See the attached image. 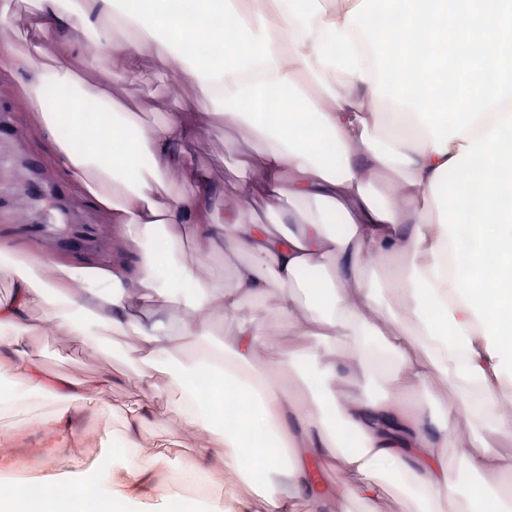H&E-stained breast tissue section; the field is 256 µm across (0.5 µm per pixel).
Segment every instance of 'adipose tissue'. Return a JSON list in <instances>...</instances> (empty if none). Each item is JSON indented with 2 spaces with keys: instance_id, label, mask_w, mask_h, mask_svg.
Segmentation results:
<instances>
[{
  "instance_id": "ef3b65f1",
  "label": "adipose tissue",
  "mask_w": 512,
  "mask_h": 512,
  "mask_svg": "<svg viewBox=\"0 0 512 512\" xmlns=\"http://www.w3.org/2000/svg\"><path fill=\"white\" fill-rule=\"evenodd\" d=\"M360 0H37L35 37L17 49L11 4L0 5V76L16 79L33 135L75 191L92 198L126 256L108 268L70 267L45 253L0 266L15 274L0 299V378L12 398L40 392L35 425L64 440L73 414L96 404L95 386L45 380L30 337L52 327L94 347L93 325L133 331L142 368L109 411L106 467L88 472L70 454L42 481L0 483V512H352L386 492L413 512H512V100L436 151L413 108L374 94L375 57L347 13ZM118 18L130 35L113 79L147 53L177 68L193 90L182 109L151 126L70 65L83 41L105 46ZM65 28L54 46L39 37ZM268 145L238 195L261 196L275 221L219 210L221 188L183 152L213 116ZM182 191L167 193L171 172ZM311 201L296 222L291 205ZM200 249L247 255L234 287L179 259L182 235ZM407 255L383 287L364 278L374 257ZM331 267H324V258ZM400 294L393 306L384 294ZM274 307H267L268 298ZM250 300L254 317L243 316ZM183 308L170 345L168 313ZM40 309L39 322L29 313ZM281 332L319 336L323 348L283 355L267 347L262 316ZM235 320L217 340L211 317ZM350 338L343 363L331 335ZM266 358L267 377L256 365ZM448 398L417 403L434 378ZM199 433L189 452L165 436L139 438L169 415ZM471 433L457 436L460 421ZM457 448V467L447 449ZM342 473L339 481L327 471ZM469 475L466 491L458 472ZM255 498L238 499L235 485ZM186 317V314L181 310L169 311V321L171 326L170 342L182 351L189 353L194 350L193 340L188 336H182L180 327L181 321Z\"/></svg>"
}]
</instances>
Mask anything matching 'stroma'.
Listing matches in <instances>:
<instances>
[{
    "label": "stroma",
    "mask_w": 512,
    "mask_h": 512,
    "mask_svg": "<svg viewBox=\"0 0 512 512\" xmlns=\"http://www.w3.org/2000/svg\"><path fill=\"white\" fill-rule=\"evenodd\" d=\"M127 42L126 31L114 26L111 47L85 46L71 64L78 72L111 84L113 98L137 113L141 124L158 122L180 110L190 94L188 86L179 71L159 66L150 56L137 57L131 75L113 81V52ZM0 117L12 128L11 135L0 136V244L38 248L75 266L111 264L119 252L111 225L102 222L92 199L72 192L52 164L46 146L31 135L29 122L12 93H0ZM263 150V143L244 130L221 125L185 145L186 154L211 181L227 187L245 181L248 164L259 160ZM183 251L200 273L217 272L225 287H233L238 259L198 250L189 235L183 240ZM97 340L96 347L86 348L78 337L61 336L50 328L30 339L46 376L66 374L89 382L106 376L113 380L112 387L99 396L100 409L84 411L74 418L71 444L90 465L104 460L101 440L113 425L106 407L125 398L138 369L137 338L132 332L103 329ZM52 445L53 437L48 432L23 426L4 449L25 461L22 478L38 479L46 473V450Z\"/></svg>",
    "instance_id": "1"
}]
</instances>
